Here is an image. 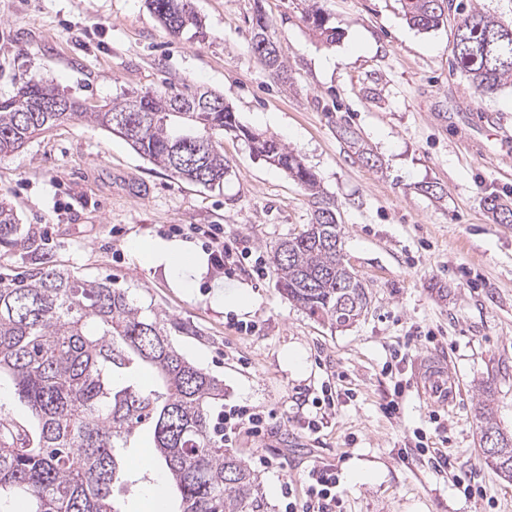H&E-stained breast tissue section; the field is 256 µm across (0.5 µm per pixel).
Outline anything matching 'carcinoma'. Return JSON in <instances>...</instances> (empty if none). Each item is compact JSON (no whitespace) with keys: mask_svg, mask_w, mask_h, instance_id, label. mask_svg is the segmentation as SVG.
<instances>
[{"mask_svg":"<svg viewBox=\"0 0 512 512\" xmlns=\"http://www.w3.org/2000/svg\"><path fill=\"white\" fill-rule=\"evenodd\" d=\"M408 22L419 30L444 24L453 0H400ZM150 12L174 38L206 36L194 0H147ZM307 23L333 43L338 33L318 9ZM261 10L252 17L251 51L270 74L285 65L272 48ZM454 65L481 91L512 84V26L480 10L465 15L453 37ZM55 88L29 80L0 97V159L22 150L35 136L63 123L91 122L123 138L152 165L204 188L224 183V135L247 141L254 153L283 170L307 193L311 221L282 240L273 253L280 290L311 315L339 326L367 311L368 293L345 264L339 247L334 199L317 174L276 137L242 125L223 95L169 86L127 91L105 106L70 100L64 112H46ZM206 104L201 112L182 108ZM353 154L370 160L358 133L341 130ZM484 206L500 224H512V206L496 195ZM23 242L13 207L0 199V248ZM183 327L135 304L127 292L82 279L48 261L20 277L0 276V376L9 378L28 415L0 417V512H122L113 495L133 486L127 450L148 431L173 498V512H268L258 476L224 447L214 419L224 401V383L190 362L172 343ZM153 377L144 388L142 368ZM479 448L486 465L512 481V434L484 403L476 413Z\"/></svg>","mask_w":512,"mask_h":512,"instance_id":"cac0c4a2","label":"carcinoma"}]
</instances>
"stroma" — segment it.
Wrapping results in <instances>:
<instances>
[{"label":"stroma","mask_w":512,"mask_h":512,"mask_svg":"<svg viewBox=\"0 0 512 512\" xmlns=\"http://www.w3.org/2000/svg\"><path fill=\"white\" fill-rule=\"evenodd\" d=\"M432 30L410 26L400 0H196L203 40L172 38L145 0H0V97L43 78L89 106L124 91L190 85L218 92L241 124L277 137L313 169L336 202L342 255L370 303L336 328L289 301L275 275L225 274L208 261L194 287L129 255L140 237L205 248L194 230L220 224L226 242L271 258L311 219L305 191L225 136L229 172L210 190L175 178L119 136L65 123L0 160V197L13 205L36 250H0V272L22 275L39 254L85 279L126 289L137 305L185 326L174 344L224 382L225 406L274 410L264 435L240 432L229 447L258 473L269 512H283L284 485L304 497L308 472L336 470L341 512H512V483L482 460L476 408L489 400L512 433V224L483 200L512 199V86L480 93L453 71L460 13L476 8L512 24V0H454ZM321 7L336 28L323 42L304 19ZM266 13L285 78L250 49L255 8ZM352 128L375 162L353 155ZM440 189L439 198L427 194ZM245 287L247 308L215 305L216 287ZM296 352L294 368L284 360ZM445 355L462 384L455 405L419 392L418 362ZM404 388L399 417L383 404ZM335 389L331 414L313 404ZM318 431H310L309 421ZM426 433L447 470L416 450ZM369 472L367 481L352 471ZM479 487L474 497L456 485Z\"/></svg>","instance_id":"obj_1"}]
</instances>
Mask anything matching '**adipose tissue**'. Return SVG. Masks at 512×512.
Returning a JSON list of instances; mask_svg holds the SVG:
<instances>
[{"instance_id": "obj_1", "label": "adipose tissue", "mask_w": 512, "mask_h": 512, "mask_svg": "<svg viewBox=\"0 0 512 512\" xmlns=\"http://www.w3.org/2000/svg\"><path fill=\"white\" fill-rule=\"evenodd\" d=\"M131 252L145 267L163 268L171 281L189 288L206 270V263L182 242L155 238H139L132 242Z\"/></svg>"}]
</instances>
